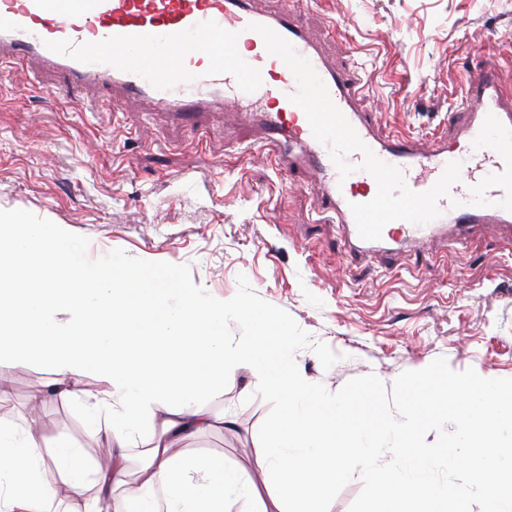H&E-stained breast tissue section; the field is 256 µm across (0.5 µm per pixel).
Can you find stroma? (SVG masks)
<instances>
[{
  "instance_id": "35a3bbf8",
  "label": "stroma",
  "mask_w": 512,
  "mask_h": 512,
  "mask_svg": "<svg viewBox=\"0 0 512 512\" xmlns=\"http://www.w3.org/2000/svg\"><path fill=\"white\" fill-rule=\"evenodd\" d=\"M301 21L332 65L360 78V107L385 133L446 134L487 56L512 88V0H309ZM39 76L27 62L0 76V211L61 226L88 263L166 268L209 299H247L281 321L312 385L372 396L389 418L400 416L397 388L429 375L512 382V244L498 228L357 264L308 173L257 153L255 106L174 117L130 101L119 112L111 89L51 92ZM9 374L0 419L23 424L41 395L44 445L64 441L91 459L104 448L80 405L47 394L51 373L28 363ZM199 403L220 424L184 448L255 471L256 435L278 400L239 367ZM367 508L356 474L324 504Z\"/></svg>"
}]
</instances>
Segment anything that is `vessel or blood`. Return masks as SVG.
I'll return each mask as SVG.
<instances>
[{"label": "vessel or blood", "instance_id": "1", "mask_svg": "<svg viewBox=\"0 0 512 512\" xmlns=\"http://www.w3.org/2000/svg\"><path fill=\"white\" fill-rule=\"evenodd\" d=\"M254 2L0 0V61L36 58L48 78L118 88L117 110L130 98L179 116L216 94L267 100L259 118L276 165H306L353 262L394 243L417 251L444 229L464 243L479 225H512V93L497 61L469 79L454 136L422 143L360 111L359 81L308 39L303 0L273 13Z\"/></svg>", "mask_w": 512, "mask_h": 512}]
</instances>
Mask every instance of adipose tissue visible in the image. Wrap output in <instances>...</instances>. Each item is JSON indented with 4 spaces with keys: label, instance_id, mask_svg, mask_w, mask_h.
I'll list each match as a JSON object with an SVG mask.
<instances>
[{
    "label": "adipose tissue",
    "instance_id": "1",
    "mask_svg": "<svg viewBox=\"0 0 512 512\" xmlns=\"http://www.w3.org/2000/svg\"><path fill=\"white\" fill-rule=\"evenodd\" d=\"M176 293L179 303L170 304ZM229 314L251 323L250 337L226 340ZM27 361L52 374L55 393L90 402L87 429L104 435L110 457L90 478L78 450L44 449L34 428L18 432L0 421V512H44L55 495L44 478L50 467L74 493L94 488L71 512L99 505L106 512H320L359 463L369 512H472L467 495L435 479L441 457L456 459L480 482L482 512H512V384L489 374L452 383L429 376L406 389L401 418L365 414L359 397L331 399L308 383L273 315L244 300L214 303L182 289L171 272L85 263L54 225L0 213V378ZM239 366L281 403L258 436L265 450L258 479L181 447L213 425L198 398ZM89 374L101 390L79 389ZM99 407L109 410V427H101ZM450 411L455 436L435 448L418 446L423 421ZM145 419L159 432L141 448L131 486L128 451L138 446Z\"/></svg>",
    "mask_w": 512,
    "mask_h": 512
}]
</instances>
